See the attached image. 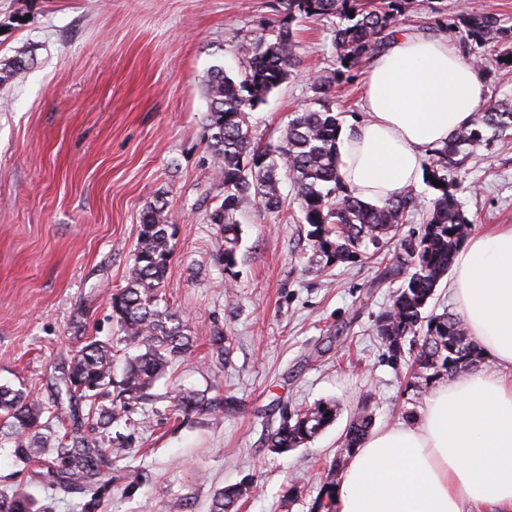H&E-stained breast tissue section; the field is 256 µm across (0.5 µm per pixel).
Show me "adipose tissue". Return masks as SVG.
Segmentation results:
<instances>
[{
    "mask_svg": "<svg viewBox=\"0 0 512 512\" xmlns=\"http://www.w3.org/2000/svg\"><path fill=\"white\" fill-rule=\"evenodd\" d=\"M484 94L482 66L448 40L396 37L371 64L365 119L336 143L345 183L372 203L416 185ZM453 288L497 371L444 382L415 421L371 432L336 487V512H512V225L467 240Z\"/></svg>",
    "mask_w": 512,
    "mask_h": 512,
    "instance_id": "1",
    "label": "adipose tissue"
}]
</instances>
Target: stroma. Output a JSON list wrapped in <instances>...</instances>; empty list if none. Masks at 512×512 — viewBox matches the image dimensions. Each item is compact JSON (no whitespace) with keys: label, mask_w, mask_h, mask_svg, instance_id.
Returning <instances> with one entry per match:
<instances>
[{"label":"stroma","mask_w":512,"mask_h":512,"mask_svg":"<svg viewBox=\"0 0 512 512\" xmlns=\"http://www.w3.org/2000/svg\"><path fill=\"white\" fill-rule=\"evenodd\" d=\"M281 0H0V61L25 55L22 78L0 87V384L50 401L53 375L79 337L118 339L111 298L126 284L140 215L165 198L176 235L163 296L198 347L169 368L118 429L132 448L112 460V489L95 512H209L214 494L253 483L240 512H311L336 463L348 420L367 407L375 428L408 423L426 393L408 388L411 355L389 358L374 333L401 278L384 277L395 247L356 264L307 269L304 225L256 204L240 216L232 272L219 274L220 240L208 214L221 199L202 139L205 81L234 74L236 44L280 17ZM411 10L401 29L425 34L435 18L497 12L512 0H437ZM332 16L293 23L295 75L249 115L255 143L276 142L292 112L314 99L312 77L336 66ZM482 53L483 105L512 99V68ZM367 73L333 88L343 126L364 119ZM472 234L512 225V141L480 146L458 173ZM224 327L229 355L216 366L206 337ZM211 388L224 411L186 419L173 411L183 387ZM333 401L336 421L305 446L272 453L283 414ZM145 480L136 493L134 471ZM32 493L49 512H81L63 494L19 472L0 450V493Z\"/></svg>","instance_id":"35a3bbf8"}]
</instances>
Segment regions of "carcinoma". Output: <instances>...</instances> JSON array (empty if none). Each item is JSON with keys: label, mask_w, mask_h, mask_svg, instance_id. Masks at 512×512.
<instances>
[{"label": "carcinoma", "mask_w": 512, "mask_h": 512, "mask_svg": "<svg viewBox=\"0 0 512 512\" xmlns=\"http://www.w3.org/2000/svg\"><path fill=\"white\" fill-rule=\"evenodd\" d=\"M279 25L241 44L242 69L234 75L218 66L206 80L207 123L203 139L211 150L223 186L219 206L208 221L223 241L214 264L229 272L236 265L241 238L237 215L257 202L281 210V177L288 178L297 200L298 223L307 226L309 268L323 271L338 264H356L395 237L398 226L418 211L414 188L403 190L382 204L367 202L348 189L339 173L336 141L342 122L328 101L334 86L351 81L399 33V21L409 0H282ZM336 16V68L315 78L312 90L320 109L293 113L275 144H255L248 115L290 78L296 66L291 25L299 18ZM452 28L463 42L476 47L512 41V25L491 11H463ZM27 69L18 58L0 67V85L17 79ZM512 132V104L504 101L475 113L472 124L456 131L443 147L433 151L425 166L426 183L435 191L422 230L401 242V252L388 274L404 275L403 284L375 321V333L394 357L406 343L415 344L409 386L422 391L435 379L481 365L485 351L470 334L464 320L444 310L430 309L436 289L447 277L456 253L467 239L472 221L458 193L462 183L450 173L464 166L486 133L505 137ZM444 183L437 187L433 180ZM175 224L164 199L142 211L138 243L126 285L112 295V316L119 327V343L135 351L126 357L117 399L110 405L79 413V401L97 399L112 386L114 345L111 340H88L70 356L55 378V398L46 405L21 388L0 384V435L11 444L15 465L26 468L34 458L48 454V486L88 497L90 512L109 493L112 477L102 468L112 464V450L128 447L121 434L110 436L112 424L129 406L148 396V390L177 363L187 361L196 341L180 315L163 299L161 288L169 269ZM210 356L224 364L228 351L224 328L214 324L208 336ZM175 411L211 415L224 410V399L209 389L183 388L174 397ZM336 403L322 401L286 417L268 437V447L285 453L306 445L336 421ZM373 426L372 415L358 412L350 419L342 447L341 469L360 447ZM253 492L251 485L232 486L213 497L210 512H237ZM336 479L320 488L311 512H335ZM0 512H37L25 492L0 495Z\"/></svg>", "instance_id": "1"}]
</instances>
